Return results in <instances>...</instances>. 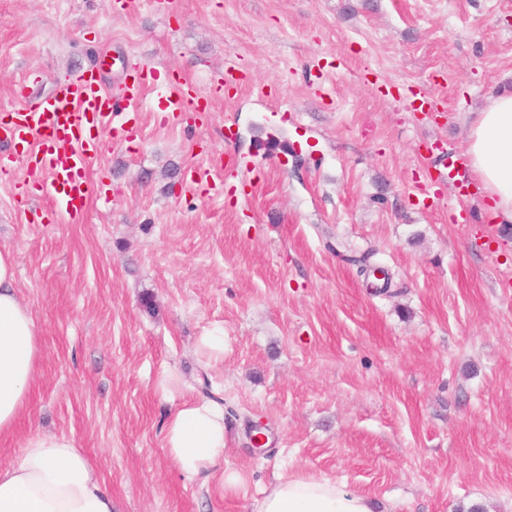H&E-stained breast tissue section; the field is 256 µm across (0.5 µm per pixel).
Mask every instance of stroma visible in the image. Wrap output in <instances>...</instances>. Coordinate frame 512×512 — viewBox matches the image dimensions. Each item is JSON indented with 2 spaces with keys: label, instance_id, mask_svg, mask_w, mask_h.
I'll list each match as a JSON object with an SVG mask.
<instances>
[{
  "label": "stroma",
  "instance_id": "stroma-1",
  "mask_svg": "<svg viewBox=\"0 0 512 512\" xmlns=\"http://www.w3.org/2000/svg\"><path fill=\"white\" fill-rule=\"evenodd\" d=\"M230 59L243 86L203 123L159 110L169 74L203 88ZM144 66L156 81L102 132L79 216L33 200L23 148L0 143L17 160L0 250L41 342L0 463L72 438L115 512H259L291 474L374 512H512V231L435 170L512 91V0H0V116L19 86L95 67L120 97ZM212 163L219 197L191 187ZM208 396L224 460L190 478L164 420Z\"/></svg>",
  "mask_w": 512,
  "mask_h": 512
}]
</instances>
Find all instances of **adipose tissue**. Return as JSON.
Listing matches in <instances>:
<instances>
[{"instance_id":"obj_1","label":"adipose tissue","mask_w":512,"mask_h":512,"mask_svg":"<svg viewBox=\"0 0 512 512\" xmlns=\"http://www.w3.org/2000/svg\"><path fill=\"white\" fill-rule=\"evenodd\" d=\"M466 156L500 225L512 224V92L499 93L468 119ZM39 334L16 291L15 264L0 251V436L12 434L31 409ZM164 448L182 474L206 475L224 459V406L212 398L187 401L164 422ZM0 512H114L73 439L33 435L19 459L0 465ZM260 512H373L369 495L313 476L276 479Z\"/></svg>"}]
</instances>
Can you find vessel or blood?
Listing matches in <instances>:
<instances>
[{
	"label": "vessel or blood",
	"mask_w": 512,
	"mask_h": 512,
	"mask_svg": "<svg viewBox=\"0 0 512 512\" xmlns=\"http://www.w3.org/2000/svg\"><path fill=\"white\" fill-rule=\"evenodd\" d=\"M236 71L235 65H225L223 74L210 80L205 94L193 81L174 78L165 97V111L176 117L206 112L210 96L238 85ZM121 109L122 103L104 90L95 70L85 69L57 85L49 96L18 108L10 124L0 126V138L28 145L27 174L40 197L73 216L82 211L90 193L86 171L98 151L97 133L111 126L115 112ZM438 176L448 180L459 195H469L471 176L458 157L448 156Z\"/></svg>",
	"instance_id": "vessel-or-blood-1"
}]
</instances>
